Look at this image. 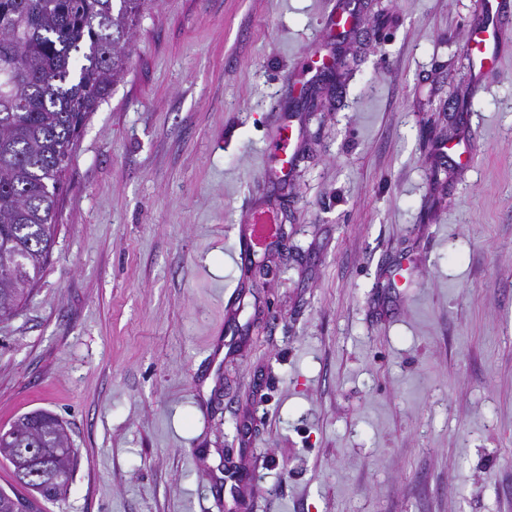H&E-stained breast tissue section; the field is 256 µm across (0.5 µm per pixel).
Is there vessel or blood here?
<instances>
[{
	"mask_svg": "<svg viewBox=\"0 0 512 512\" xmlns=\"http://www.w3.org/2000/svg\"><path fill=\"white\" fill-rule=\"evenodd\" d=\"M505 16L506 10L502 0H486L483 13L471 27L466 49L470 57V74L474 81H482L497 63L500 46L507 36L503 23ZM292 144L291 130L288 126H281L279 135L271 147L276 162L269 171L270 176H287ZM274 229L273 221L266 214H257L252 223L242 226L239 242L244 247L253 246L262 233H270Z\"/></svg>",
	"mask_w": 512,
	"mask_h": 512,
	"instance_id": "vessel-or-blood-1",
	"label": "vessel or blood"
}]
</instances>
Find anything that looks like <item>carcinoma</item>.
Wrapping results in <instances>:
<instances>
[{"label": "carcinoma", "mask_w": 512, "mask_h": 512, "mask_svg": "<svg viewBox=\"0 0 512 512\" xmlns=\"http://www.w3.org/2000/svg\"><path fill=\"white\" fill-rule=\"evenodd\" d=\"M154 0H0V321L27 301L55 245L60 192L79 131L123 77L133 29ZM44 448L38 479L21 449ZM0 456L22 498L0 512H41L67 489L75 461L63 422L46 410L0 429Z\"/></svg>", "instance_id": "obj_1"}]
</instances>
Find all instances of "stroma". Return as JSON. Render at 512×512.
I'll return each mask as SVG.
<instances>
[{
    "instance_id": "35a3bbf8",
    "label": "stroma",
    "mask_w": 512,
    "mask_h": 512,
    "mask_svg": "<svg viewBox=\"0 0 512 512\" xmlns=\"http://www.w3.org/2000/svg\"><path fill=\"white\" fill-rule=\"evenodd\" d=\"M483 2L143 14L0 321V428L46 409L76 450L44 512H512V35L473 85ZM258 209L283 234L249 254ZM292 144L293 137L291 130H289V126L282 125L280 127L278 138L269 149L276 158L274 166L268 171L269 176L278 178L287 177L289 170L287 164L293 158Z\"/></svg>"
}]
</instances>
